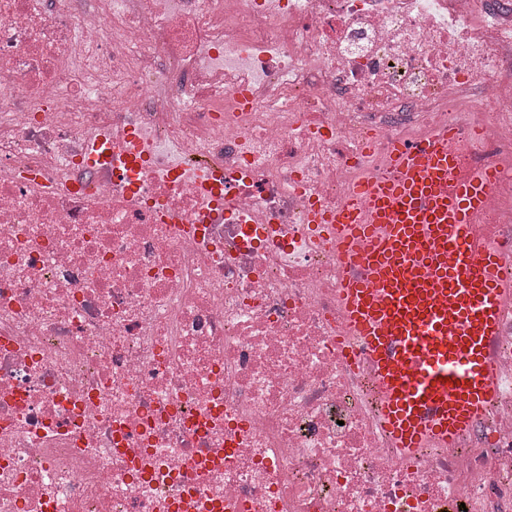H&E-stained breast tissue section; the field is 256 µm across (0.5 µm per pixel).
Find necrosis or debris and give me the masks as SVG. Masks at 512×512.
I'll use <instances>...</instances> for the list:
<instances>
[{
    "instance_id": "1",
    "label": "necrosis or debris",
    "mask_w": 512,
    "mask_h": 512,
    "mask_svg": "<svg viewBox=\"0 0 512 512\" xmlns=\"http://www.w3.org/2000/svg\"><path fill=\"white\" fill-rule=\"evenodd\" d=\"M441 123L512 245V0H0V512H512V303L405 457L310 220Z\"/></svg>"
}]
</instances>
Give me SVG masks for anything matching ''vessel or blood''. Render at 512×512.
Instances as JSON below:
<instances>
[{
	"label": "vessel or blood",
	"instance_id": "1",
	"mask_svg": "<svg viewBox=\"0 0 512 512\" xmlns=\"http://www.w3.org/2000/svg\"><path fill=\"white\" fill-rule=\"evenodd\" d=\"M456 131L397 142L327 216L350 275L340 313L371 363L379 422L405 455L456 447L499 389L498 327L512 298V251L489 242L478 217L494 164L459 174Z\"/></svg>",
	"mask_w": 512,
	"mask_h": 512
}]
</instances>
